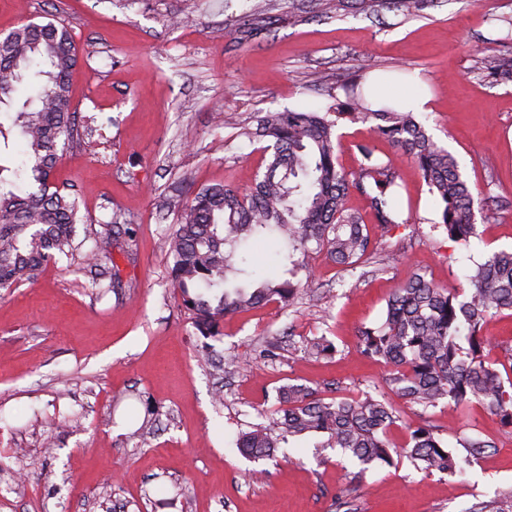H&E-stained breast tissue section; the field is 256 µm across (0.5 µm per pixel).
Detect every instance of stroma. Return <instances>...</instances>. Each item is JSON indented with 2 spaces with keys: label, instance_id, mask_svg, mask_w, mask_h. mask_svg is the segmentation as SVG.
I'll return each instance as SVG.
<instances>
[{
  "label": "stroma",
  "instance_id": "obj_1",
  "mask_svg": "<svg viewBox=\"0 0 512 512\" xmlns=\"http://www.w3.org/2000/svg\"><path fill=\"white\" fill-rule=\"evenodd\" d=\"M272 0L274 21L242 40L236 21L252 0H0V33L25 21L69 23L82 58L73 110L87 144L51 180L79 202L82 223L125 213L135 258L114 252L119 287L59 257L31 283L0 290V476L21 473L0 512H467L512 494V433L481 406H438L443 433L493 442L465 475L415 469L406 458L367 471L320 437L287 438L274 458L250 460L239 432L278 406L280 387L342 395L381 387L383 363L359 352L358 332L379 323L394 288L415 273L468 289L475 263L512 248V81L482 70L512 58V0H426L407 18L382 7L325 18ZM384 98L423 96L418 118L458 160L482 208L468 246L437 228L438 204L417 165L371 123L341 121L338 163L358 168L357 144L391 161L404 225L382 240L386 264L345 270L327 255L292 308L270 303L201 335L170 277L167 238L176 212L203 185L249 188L263 171L259 142L241 137L258 115L319 110L353 80ZM245 267L280 279L276 239L245 248ZM336 354L315 359L307 340ZM246 370L228 367V357ZM79 414L84 426H64Z\"/></svg>",
  "mask_w": 512,
  "mask_h": 512
}]
</instances>
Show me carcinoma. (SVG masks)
Instances as JSON below:
<instances>
[{
	"mask_svg": "<svg viewBox=\"0 0 512 512\" xmlns=\"http://www.w3.org/2000/svg\"><path fill=\"white\" fill-rule=\"evenodd\" d=\"M371 0H313L322 17H342L353 9L370 7ZM390 10L414 16L422 0H380ZM271 4L260 0L238 24L246 38L266 29ZM78 50L62 20L24 23L0 36V105L9 103L24 83L29 94L10 127L0 122V140L10 128L18 130L25 159L15 166L0 161V289L34 281L43 265L56 255L100 267V275L115 274L105 263L112 250L126 256L137 252L136 233L115 212L101 229L89 225L93 241L87 252L74 243L78 202L53 186L50 176L65 151L80 141L71 112L72 74ZM495 79H512V60L496 54L484 58ZM348 111H268L248 139L262 142L265 169L245 193L222 185L197 189L177 214L168 236L171 275L183 305L204 336L220 334L225 317L276 302L292 304L297 285L290 279L253 280L247 286L229 285L230 277L245 273L236 267L238 248L251 239L273 236L287 253L284 259L295 277L307 269L304 258L312 248L324 250L342 267H353L376 254L380 236L406 223L395 197L398 175L388 162L360 144V168L353 174L338 166L341 149L336 134L339 120H372L375 133L392 141L412 158L441 205V223L452 240L465 244L475 234L474 195L456 158L430 136L413 112L396 105H377L361 83L346 91ZM370 202L373 229L360 213L346 207L349 192ZM470 292L459 295L417 274L392 293L384 320L359 331L361 352L391 367L384 386L404 403L419 407L418 422L402 449L414 468L456 475L493 448L480 437H458L453 444L439 433L426 411L439 404L460 406L475 402L512 429V349L507 363H489L491 343L482 330L487 318L512 312V250L491 254L467 277ZM334 350L324 338L308 341L310 357ZM303 384L280 388L282 415L253 424L239 434L244 455H270L287 436L318 434L323 448H339L361 465L393 460L387 433L400 418L386 399L370 393L358 398L332 395ZM468 512H512V497L480 501Z\"/></svg>",
	"mask_w": 512,
	"mask_h": 512,
	"instance_id": "carcinoma-1",
	"label": "carcinoma"
}]
</instances>
